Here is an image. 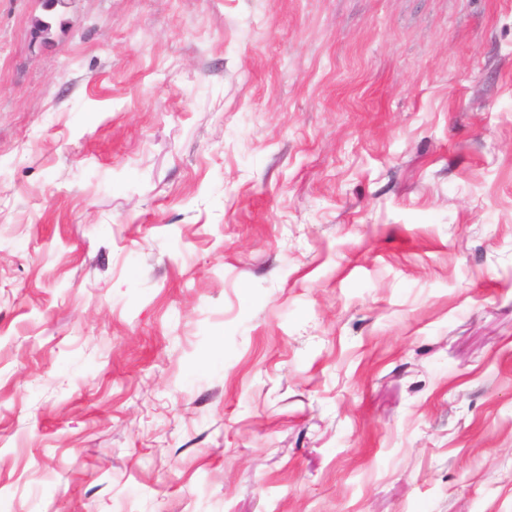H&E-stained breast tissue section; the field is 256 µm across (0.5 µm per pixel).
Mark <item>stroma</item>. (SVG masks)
Wrapping results in <instances>:
<instances>
[{
  "label": "stroma",
  "instance_id": "35a3bbf8",
  "mask_svg": "<svg viewBox=\"0 0 512 512\" xmlns=\"http://www.w3.org/2000/svg\"><path fill=\"white\" fill-rule=\"evenodd\" d=\"M0 512H512V0H0Z\"/></svg>",
  "mask_w": 512,
  "mask_h": 512
}]
</instances>
